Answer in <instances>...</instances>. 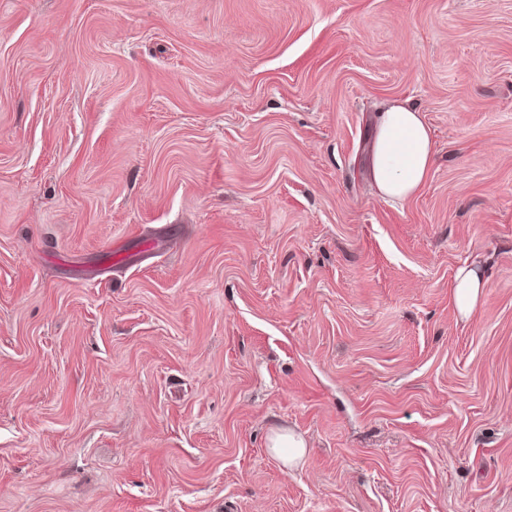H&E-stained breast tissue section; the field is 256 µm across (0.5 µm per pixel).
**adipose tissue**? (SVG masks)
Returning <instances> with one entry per match:
<instances>
[{
	"label": "adipose tissue",
	"instance_id": "obj_1",
	"mask_svg": "<svg viewBox=\"0 0 512 512\" xmlns=\"http://www.w3.org/2000/svg\"><path fill=\"white\" fill-rule=\"evenodd\" d=\"M435 145L420 111L407 103H392L380 114L372 148L371 177L378 193L401 201L425 184L433 164ZM453 296L461 317H469L483 293L484 281L477 263L457 268Z\"/></svg>",
	"mask_w": 512,
	"mask_h": 512
}]
</instances>
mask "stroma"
Wrapping results in <instances>:
<instances>
[{
    "mask_svg": "<svg viewBox=\"0 0 512 512\" xmlns=\"http://www.w3.org/2000/svg\"><path fill=\"white\" fill-rule=\"evenodd\" d=\"M0 512H512V0H0ZM434 155L431 131L417 108L395 102L380 113L370 174L383 198L401 201L415 195L427 180ZM453 296L462 318L469 317L476 309L483 293L482 272L476 262H465L456 269L453 279ZM269 447L285 463H299L307 453L304 438L290 431L275 432L270 438Z\"/></svg>",
    "mask_w": 512,
    "mask_h": 512,
    "instance_id": "obj_1",
    "label": "stroma"
}]
</instances>
